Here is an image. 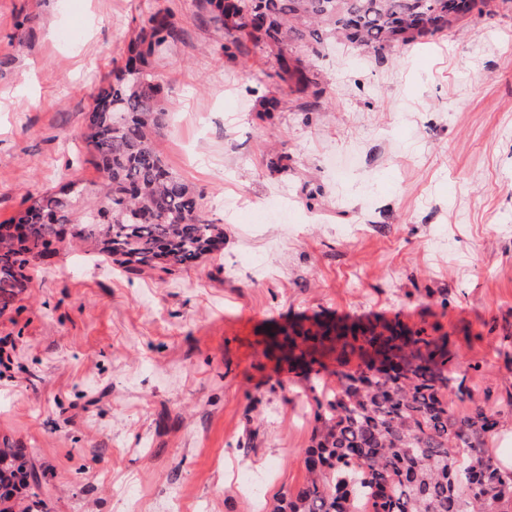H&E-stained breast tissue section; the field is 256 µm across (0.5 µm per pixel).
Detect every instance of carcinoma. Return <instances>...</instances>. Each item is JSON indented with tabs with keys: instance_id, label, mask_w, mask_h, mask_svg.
Returning <instances> with one entry per match:
<instances>
[{
	"instance_id": "cac0c4a2",
	"label": "carcinoma",
	"mask_w": 512,
	"mask_h": 512,
	"mask_svg": "<svg viewBox=\"0 0 512 512\" xmlns=\"http://www.w3.org/2000/svg\"><path fill=\"white\" fill-rule=\"evenodd\" d=\"M224 32V51L242 56L262 46L275 58L278 89L312 91L318 82L293 49L346 41L380 53L451 27L457 14H490L491 0H205ZM168 10L151 11L128 47L123 66L101 82L84 116L81 138L103 183L90 191L74 181L29 193V205L0 224V313L26 288L35 261L56 246L129 273L176 274L199 265L224 243V225L208 219L202 195L169 170L155 147L169 109L148 57L179 41ZM316 329H281L283 359L311 368L336 355L365 364L326 390L319 373L308 386L317 426L305 450L306 482L278 512H485L512 507V470L500 467L489 437L499 410L477 405L456 413L450 400L470 397L444 369L447 341L425 330L388 324L346 330L331 319ZM396 361L380 374L374 360ZM45 473L20 448L0 469V512H13L15 483L27 486L24 512H41Z\"/></svg>"
}]
</instances>
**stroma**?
Segmentation results:
<instances>
[{"label": "stroma", "mask_w": 512, "mask_h": 512, "mask_svg": "<svg viewBox=\"0 0 512 512\" xmlns=\"http://www.w3.org/2000/svg\"><path fill=\"white\" fill-rule=\"evenodd\" d=\"M158 8L184 39L154 60L156 148L224 246L164 278L62 250L0 313V441L36 449L46 512H276L316 422L267 329L317 315L447 336L455 409L503 411L512 451V0L381 56L304 50L321 94L277 112L270 60L226 54L202 0H0L1 223L101 181L83 115Z\"/></svg>", "instance_id": "35a3bbf8"}]
</instances>
